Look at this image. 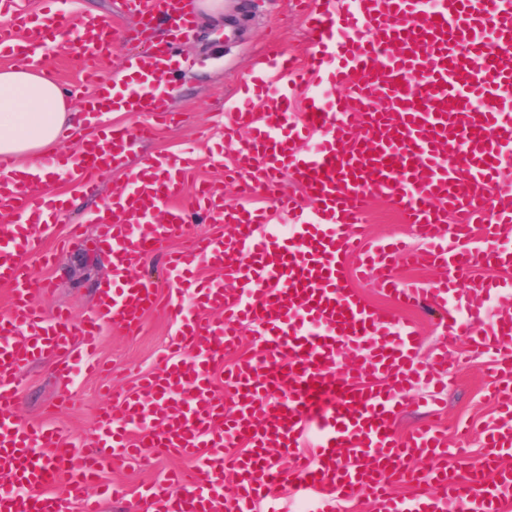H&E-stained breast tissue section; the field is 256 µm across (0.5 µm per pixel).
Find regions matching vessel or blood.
Here are the masks:
<instances>
[{"instance_id":"b4317fda","label":"vessel or blood","mask_w":512,"mask_h":512,"mask_svg":"<svg viewBox=\"0 0 512 512\" xmlns=\"http://www.w3.org/2000/svg\"><path fill=\"white\" fill-rule=\"evenodd\" d=\"M137 7L143 27L165 20L170 41L115 76L103 72L112 46L138 31L74 16L64 0H52L35 19L17 0H0L1 58L34 59L37 49L75 32L76 66L95 87L91 111L153 117L83 142L68 170L80 191L111 185L110 202L92 222L112 273L79 321L63 308L45 314L37 300L22 255L46 256L54 223H31L38 185L12 178L13 159L0 156V284L13 301L0 316V479L11 486L0 493V512H68V498L56 491L63 480L77 491L94 484L100 497H122L123 486L105 482L104 472L151 453L178 455L194 467L147 487L143 512H256L263 501L276 512V490L292 485L312 491L310 512H334L335 501L355 494L377 512H512V311L487 318L448 300L474 264L512 266V252L496 246L512 236V182L499 177L512 163V98L500 94L512 84V0H319L309 16L318 51L306 73L278 51L272 65L282 81L261 115L237 106L224 128L226 137L242 139L229 172L242 195L285 178L313 199L307 212L297 197L276 196L277 209L296 219L286 237L258 212L225 207L210 182L187 187L181 161L149 179L113 181V165L132 141L149 138L154 121L174 120L167 59L194 23L193 0H137ZM319 74L336 90L331 106L311 94L294 114L297 90ZM315 136L317 147L306 149ZM187 193L196 211L181 206ZM377 194L389 197L426 249L366 235L362 223ZM194 222L227 230L198 238L192 251H168ZM151 252L165 254L177 292L161 296L153 281L134 276ZM397 255L411 267H442L447 282L428 288L399 279ZM349 257L399 309L431 300L448 339L468 331L491 355L501 381L477 457L450 454L435 427L398 437L395 419L407 391L447 367V352L419 363L415 326L347 288ZM201 260L231 271L235 288L199 280ZM160 306L176 325L160 367L142 376L137 390L113 394L92 447L75 452L50 426L18 420L23 369L49 359L68 380L102 328L136 333ZM215 311L220 321L210 320ZM244 323L255 348L225 367ZM220 384L235 400L233 414L224 412ZM233 441L243 450L228 475L224 448ZM306 451L309 463L289 471L272 460ZM397 482L409 484L411 495L395 496Z\"/></svg>"}]
</instances>
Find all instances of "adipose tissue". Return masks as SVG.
Returning <instances> with one entry per match:
<instances>
[{
	"label": "adipose tissue",
	"instance_id": "ef3b65f1",
	"mask_svg": "<svg viewBox=\"0 0 512 512\" xmlns=\"http://www.w3.org/2000/svg\"><path fill=\"white\" fill-rule=\"evenodd\" d=\"M80 122L64 90L34 66L0 70V154L15 159L17 175L38 174L39 152Z\"/></svg>",
	"mask_w": 512,
	"mask_h": 512
}]
</instances>
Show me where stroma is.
<instances>
[{
  "label": "stroma",
  "mask_w": 512,
  "mask_h": 512,
  "mask_svg": "<svg viewBox=\"0 0 512 512\" xmlns=\"http://www.w3.org/2000/svg\"><path fill=\"white\" fill-rule=\"evenodd\" d=\"M306 29L307 20L294 0H224L223 22L217 24L197 16L175 63L177 82L169 100L172 110L179 114L177 124L158 126L152 139L137 143L124 166L116 170L115 179L145 172L157 157L187 156L192 160L191 180L213 182L223 193L225 205L237 204L233 187L225 183L220 169L211 163L212 156L219 153L228 165L237 155V144L224 140V123L240 102L244 86L269 76L268 65L277 51L288 50L300 61L314 51ZM76 49L75 36L66 35L42 49L38 56L39 63L49 66L56 82L67 90L83 83L82 76L69 64ZM109 192L106 185L94 195L75 192L58 169L52 170L41 187L44 197H73L72 207L59 216L57 236H65L73 224L83 225L85 231L83 240L59 253L52 264H42L30 255L25 258L36 278L51 284L50 295L41 300L47 310L65 307L79 320L92 309L97 290L109 275L110 262L97 247L95 226L89 218L105 205ZM365 226L375 237H398L416 248L423 245L383 196L372 199ZM173 330L172 320L160 310L147 314L135 335H126L119 328L106 329L94 354L98 370L91 374L76 372L67 385L56 377L52 363L32 364L19 377L21 419L49 423L68 442L91 443L96 435L97 416L108 403V388L135 389L140 374L156 369ZM447 348L446 385L440 393L445 406L436 420L448 435L449 450L461 449L474 456L483 451L480 436L476 434L462 445L456 429L468 424L478 431L495 415L490 356L476 350L465 335ZM178 467L188 470L192 464L156 457L143 466L112 467L105 473V480L123 483L128 497L123 503H106L103 512H138L142 491Z\"/></svg>",
  "instance_id": "obj_1"
}]
</instances>
